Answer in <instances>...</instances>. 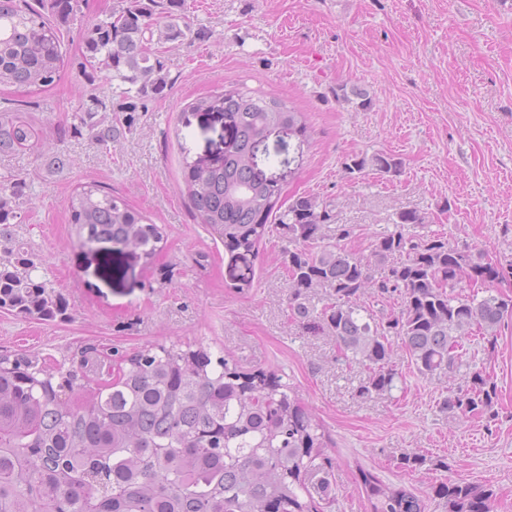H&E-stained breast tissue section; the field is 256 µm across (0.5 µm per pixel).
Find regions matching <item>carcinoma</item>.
I'll return each mask as SVG.
<instances>
[{
  "label": "carcinoma",
  "instance_id": "obj_1",
  "mask_svg": "<svg viewBox=\"0 0 512 512\" xmlns=\"http://www.w3.org/2000/svg\"><path fill=\"white\" fill-rule=\"evenodd\" d=\"M184 0H118L105 18L82 31L74 63L94 81L105 70L121 93L160 96L169 84L162 61L151 55L153 40L179 43L192 31L182 13ZM85 0H39V7L0 0V87L45 90L66 64L60 27L72 22ZM159 7L164 22L154 20ZM80 122L60 127L62 135L88 136L89 145L108 149L121 125L94 120L102 106ZM194 112L235 117L230 148L214 161H184L183 180L201 223L224 238L233 287H250V266L277 218L294 248L288 251V308L310 333L328 331L344 352L367 370L363 395L394 387L396 336L417 371L441 378L454 373L460 347L469 336L494 337L512 318V298L487 292L462 296L464 281L493 282L501 271L482 255L466 254L441 236H420L403 226L420 224L415 211L398 214L401 229L377 237L373 256L398 258L376 279L363 258L336 246H323L331 210L310 196L282 209L281 187L261 181L247 163L254 144L272 126L285 124L299 137L308 127L303 113L282 102L239 88L200 98ZM20 105L0 109V154L30 146L34 127ZM401 162L377 152L351 159L349 173L367 168L396 173ZM23 183L0 184V224L17 219ZM70 223L83 243L111 242L150 257L162 240L158 225L112 191L90 185L71 198ZM34 262L22 247L0 256V309L51 318L63 308L60 297L31 277ZM326 288L334 302L317 311L305 291ZM371 290L398 307L379 317L358 305ZM116 379L86 396L71 374L53 383L46 367L0 359V512H319L331 498L330 463L321 425L291 388L272 372L238 371L233 360L201 349L145 347L127 359ZM497 385L478 370L464 389L452 390L442 407L463 416H496ZM427 456L403 452L397 467L415 471ZM370 512H425L422 499L369 471L361 472ZM445 512H492L494 491L463 481L433 488Z\"/></svg>",
  "mask_w": 512,
  "mask_h": 512
}]
</instances>
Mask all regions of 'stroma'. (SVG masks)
Here are the masks:
<instances>
[{
	"mask_svg": "<svg viewBox=\"0 0 512 512\" xmlns=\"http://www.w3.org/2000/svg\"><path fill=\"white\" fill-rule=\"evenodd\" d=\"M184 14L206 35L151 43L170 84L137 101L134 114L103 71L91 83L65 67L47 92L0 88V104L22 101L36 130L32 146L0 155V181L25 184L0 244L23 243L33 279L66 307L48 319L0 310V356L68 364L86 347L127 356L172 344L226 354L243 371L276 372L323 424L335 496L324 512H370L363 469L412 490L425 512H445L430 489L448 479L493 486L494 512H512V322L494 341L465 342L449 379L420 375L396 349L395 388L360 394L365 367L329 333L308 334L290 316L286 231L273 225L252 288L236 291L224 240L198 223L182 179L184 154L214 150L229 134L189 103L229 86L277 98L306 112L308 135L270 137L258 166L277 177L284 203L307 195L329 204L325 244L342 243L383 276L388 265L373 258V243L399 212L414 210L422 218L414 233L484 253L504 270L494 289L512 297V0H185ZM341 85L364 92L369 107L338 99ZM94 95L105 103L98 120L133 119L107 151L57 136ZM376 152L398 158L399 173L346 174L352 157ZM89 182L160 227L153 259L79 242L69 198ZM340 226L350 231L342 241ZM481 368L498 385L497 416L443 410L449 390ZM407 450L425 454L426 466L399 469Z\"/></svg>",
	"mask_w": 512,
	"mask_h": 512,
	"instance_id": "35a3bbf8",
	"label": "stroma"
}]
</instances>
